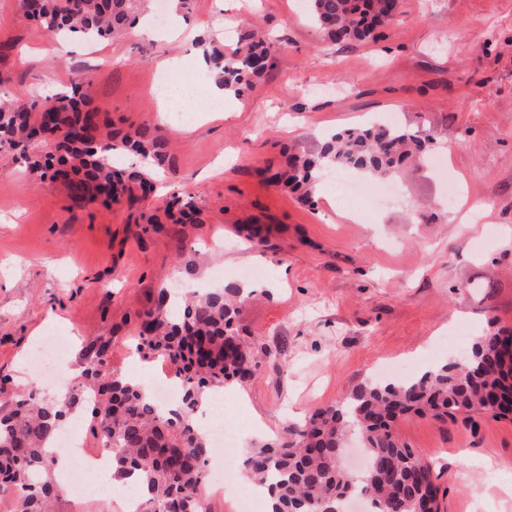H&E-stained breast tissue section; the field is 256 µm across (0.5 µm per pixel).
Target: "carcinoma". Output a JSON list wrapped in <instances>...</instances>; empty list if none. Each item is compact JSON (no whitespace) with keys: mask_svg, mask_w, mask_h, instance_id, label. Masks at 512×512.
Masks as SVG:
<instances>
[{"mask_svg":"<svg viewBox=\"0 0 512 512\" xmlns=\"http://www.w3.org/2000/svg\"><path fill=\"white\" fill-rule=\"evenodd\" d=\"M21 2L25 17L47 34L95 42L132 28L145 0ZM304 9L336 44L366 41L399 14L387 0H304ZM208 55L218 84L236 95L276 62L274 46L255 30L243 33L230 53L209 44ZM34 141L54 153L28 154ZM435 142L425 128L374 122L330 133L318 154L290 155L285 166L270 167L264 176L307 200L334 170L389 179L408 160H424ZM0 149L18 152L32 177L62 182L78 206L102 202L132 208L151 191L152 172L118 170L116 156L148 158L157 168L170 159L169 140L150 133L148 125L120 128L92 107L78 74L63 96L1 99ZM163 211L174 224L199 222L195 206L175 194ZM239 294L236 288L194 291L174 313L162 288L155 304L138 314L140 345L170 360L186 382L181 409L169 415L142 387L110 368L106 340L84 348L83 369L68 393L55 398L34 390L13 394L0 407V495L11 496L14 512H52L60 493L53 470L56 437L72 413L85 408L92 416V438L112 454V478H139L141 512H203L196 492L206 480L209 447L193 420L200 395L206 387H246L262 358L280 354L241 336L235 326ZM510 336L512 327L493 325L467 355L419 378L357 387L343 401L289 424L275 440L252 445L245 473L267 488L272 512H344L354 497L366 499L370 512H381L382 503L393 512H441L432 463L398 441L394 421L409 413L440 420L473 413L512 416ZM349 435L361 439L368 456L360 473L342 465Z\"/></svg>","mask_w":512,"mask_h":512,"instance_id":"1","label":"carcinoma"}]
</instances>
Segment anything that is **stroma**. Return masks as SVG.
Returning <instances> with one entry per match:
<instances>
[{
    "instance_id": "35a3bbf8",
    "label": "stroma",
    "mask_w": 512,
    "mask_h": 512,
    "mask_svg": "<svg viewBox=\"0 0 512 512\" xmlns=\"http://www.w3.org/2000/svg\"><path fill=\"white\" fill-rule=\"evenodd\" d=\"M178 21L189 39L160 36L144 54L128 32L58 55L20 0H0V89L63 92L79 71L100 111L168 137L172 166L155 175L141 209L169 193L191 196L200 221L185 226V251L205 256L188 274L174 225L141 228L121 204L75 206L61 184L34 180L0 151L5 391L39 383L25 357L52 328L72 338L62 383L99 336L111 340L113 369L146 379L154 364L134 353L136 315L174 279L247 286L238 326L281 352L226 399L224 426L245 448L256 433L276 437L346 398L384 363L407 361L420 375L466 353L490 323L512 326V0H403L377 38L336 45L299 0H234L222 11L193 0ZM247 29L273 39L274 69L225 97L222 118L166 119L154 93L159 61L177 59L204 97L212 73L202 41L231 47ZM390 114L429 129L436 149L379 210L359 200L345 217L327 203L333 181L307 205L258 175L279 163L280 145L311 151L333 131ZM452 188L460 203L450 210ZM421 200L436 202L437 223L417 218ZM258 223L271 227L266 242H247V225ZM395 432L435 464L441 512H512V498L478 509L471 496L477 484L512 486L511 419L406 415Z\"/></svg>"
}]
</instances>
